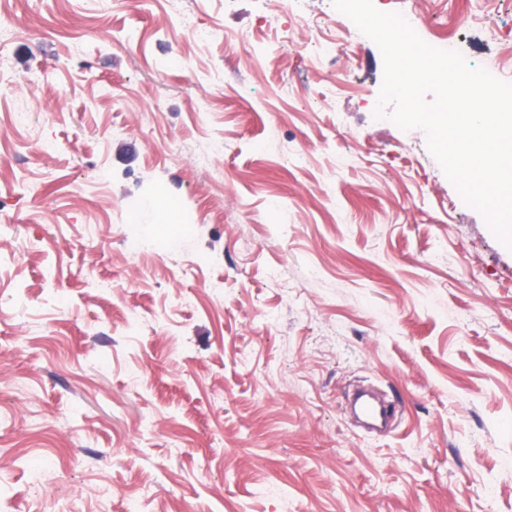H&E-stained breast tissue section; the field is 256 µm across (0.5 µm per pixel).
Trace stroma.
<instances>
[{
  "label": "stroma",
  "mask_w": 512,
  "mask_h": 512,
  "mask_svg": "<svg viewBox=\"0 0 512 512\" xmlns=\"http://www.w3.org/2000/svg\"><path fill=\"white\" fill-rule=\"evenodd\" d=\"M374 4L512 82V0ZM382 80L331 0H0V512H512V250Z\"/></svg>",
  "instance_id": "stroma-1"
}]
</instances>
